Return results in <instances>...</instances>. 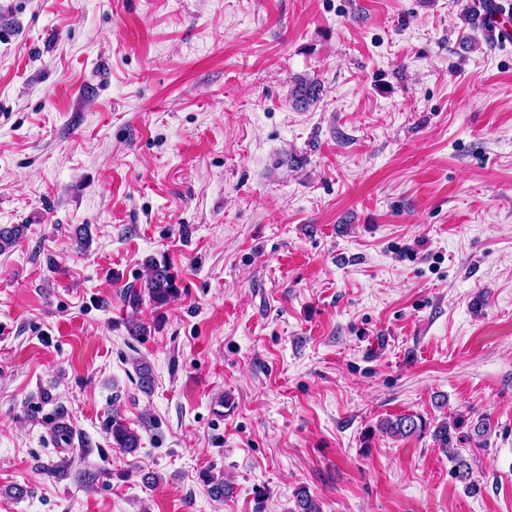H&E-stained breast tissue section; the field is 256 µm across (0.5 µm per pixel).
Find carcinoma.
<instances>
[{
	"label": "carcinoma",
	"instance_id": "cac0c4a2",
	"mask_svg": "<svg viewBox=\"0 0 512 512\" xmlns=\"http://www.w3.org/2000/svg\"><path fill=\"white\" fill-rule=\"evenodd\" d=\"M321 85L305 77H298L291 92V98L295 106L302 109L316 103L319 100ZM24 226L13 225L11 227L0 226V252L10 248L16 239L22 235ZM147 274L141 289H130L128 303L132 308H137L142 294H147L154 305L161 307L166 305L176 296V285L173 276L166 264H162L153 258L146 261ZM135 372L138 377V387L147 392L151 390L153 383L152 369L143 362H136ZM426 428V423L421 417L407 414L396 417L394 420H385L380 424V430L391 436L412 437L421 435ZM491 430L489 418L481 415L476 422H468L464 418H455L438 424L433 431V438L439 448L454 463V475L465 484V490L470 494L479 491V485L473 479V471L470 463L461 455L460 449L464 447L484 448L487 444V436ZM112 447L118 448L127 454L135 453L140 447L139 434L131 429L117 413L111 420ZM202 482L207 486L208 493L217 500L229 498L234 493L232 482L217 477L206 470L201 473ZM294 512H321L320 505L309 490L301 486L295 493Z\"/></svg>",
	"mask_w": 512,
	"mask_h": 512
}]
</instances>
